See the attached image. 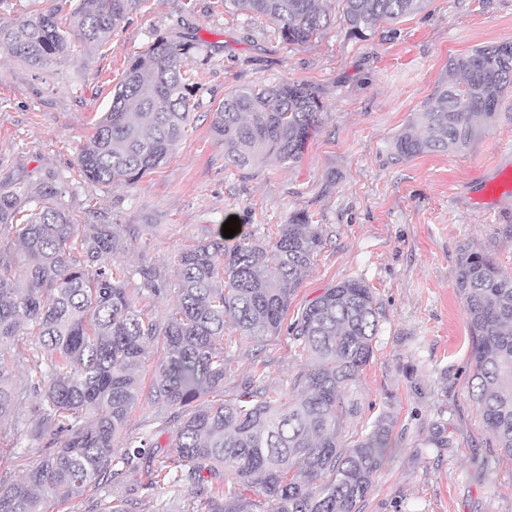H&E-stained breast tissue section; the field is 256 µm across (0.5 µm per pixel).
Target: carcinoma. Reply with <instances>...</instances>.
Returning a JSON list of instances; mask_svg holds the SVG:
<instances>
[{"label":"carcinoma","instance_id":"carcinoma-1","mask_svg":"<svg viewBox=\"0 0 512 512\" xmlns=\"http://www.w3.org/2000/svg\"><path fill=\"white\" fill-rule=\"evenodd\" d=\"M325 0H224L237 13L267 18L291 46L318 35L331 12ZM351 36L361 39L378 22L422 10L427 0H337ZM136 0H75L68 29L60 6H47L0 24V49L33 67L69 51L70 36L87 52L107 42ZM200 49L192 38L155 37L127 65L112 104L78 155L90 181L130 185L179 146L201 90L188 61ZM460 79L439 85L397 136L400 157L460 152L477 134L475 118L493 120L512 91V42L478 48L448 60ZM314 87L286 82L243 86L211 112V130L224 144V162L240 169L269 158L298 163L321 124ZM0 193V231L14 234L24 254L15 262L0 245V347L30 326L35 348L13 364L0 362V421L45 440L23 480L0 475V512H46L42 492L66 502L96 488L115 491L146 469L143 489L191 490V512H361L391 448L395 420L380 415L347 443L343 423L359 415L356 388L373 355L379 311L372 289L346 280L325 289L284 325L293 296L325 238L308 215L278 225L268 239L206 240L177 258L175 278L155 265L124 270L112 257L136 246L135 236L111 224H80L55 200ZM471 340L472 398L499 450L512 459V276L482 252L465 250L456 269ZM173 296L160 315L157 303ZM252 346L286 330L306 356L283 392L255 369L232 398L224 396L230 362L226 323ZM162 358L149 383L148 350ZM35 380L21 388L13 368ZM37 398L20 419L27 392ZM155 406L173 427V452L158 458L154 431L115 448L134 409ZM256 493L263 500H252ZM117 494L107 510L134 512Z\"/></svg>","mask_w":512,"mask_h":512}]
</instances>
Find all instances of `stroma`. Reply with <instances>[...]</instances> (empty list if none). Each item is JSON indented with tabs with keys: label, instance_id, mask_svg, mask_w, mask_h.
<instances>
[{
	"label": "stroma",
	"instance_id": "stroma-1",
	"mask_svg": "<svg viewBox=\"0 0 512 512\" xmlns=\"http://www.w3.org/2000/svg\"><path fill=\"white\" fill-rule=\"evenodd\" d=\"M194 37L202 90L187 135L150 174L104 188L86 180L77 158L106 112L128 60L156 35ZM512 41V0H428L370 36H350L341 9L308 44L288 46L266 18L225 9L224 0H138L106 45L74 48L48 68L32 69L0 49V193L59 188L58 200L81 221L134 228L144 249L117 255L130 268L147 261L174 275L179 254L218 235L229 217L259 238L307 214L326 239L297 289L290 313L339 282L357 279L379 307L373 356L357 387L359 418L394 416V450L378 472L362 512H512V460L471 396L466 311L455 286L464 248L491 255L512 275V197L472 202L470 183L512 170V91L493 122H480L460 152L400 158L394 141L448 78L450 57ZM298 81L318 91L324 112L300 163L270 159L239 169L224 161L210 111L226 94L255 83ZM237 391L253 362L268 384L287 387L305 359L287 334L250 342L227 329ZM0 473L21 477L42 439L0 426Z\"/></svg>",
	"mask_w": 512,
	"mask_h": 512
}]
</instances>
